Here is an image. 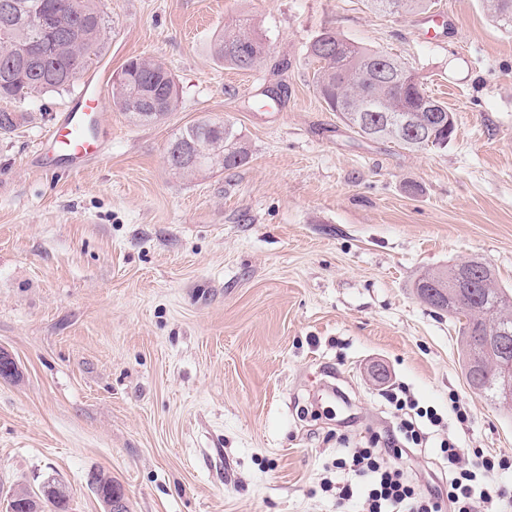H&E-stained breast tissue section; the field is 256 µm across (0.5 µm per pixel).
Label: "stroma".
Instances as JSON below:
<instances>
[{"label": "stroma", "instance_id": "35a3bbf8", "mask_svg": "<svg viewBox=\"0 0 512 512\" xmlns=\"http://www.w3.org/2000/svg\"><path fill=\"white\" fill-rule=\"evenodd\" d=\"M102 8L93 67L161 58L180 104L135 124L105 102L104 155L77 172L33 159L79 87L10 104L29 118L0 136V349L18 366L0 379V512L51 476L71 512H104L94 470L128 512H344L321 483L396 429L393 388L446 417L407 468L441 471L449 436L512 450V413L467 385L456 319L415 294L427 272L477 258L512 289V34L482 0L393 15L367 0ZM440 9L446 27L425 29ZM243 20L267 46L250 71L211 51ZM325 31L408 62L453 115L448 145L346 127L312 84L307 48ZM204 116L233 123L247 164L198 177L166 164Z\"/></svg>", "mask_w": 512, "mask_h": 512}]
</instances>
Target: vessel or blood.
I'll return each mask as SVG.
<instances>
[{
  "label": "vessel or blood",
  "mask_w": 512,
  "mask_h": 512,
  "mask_svg": "<svg viewBox=\"0 0 512 512\" xmlns=\"http://www.w3.org/2000/svg\"><path fill=\"white\" fill-rule=\"evenodd\" d=\"M104 96L103 81L85 80L77 101L43 140L40 155H52L78 167L98 157L106 126L102 112Z\"/></svg>",
  "instance_id": "1"
}]
</instances>
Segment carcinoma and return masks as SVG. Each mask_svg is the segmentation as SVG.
<instances>
[{
	"mask_svg": "<svg viewBox=\"0 0 512 512\" xmlns=\"http://www.w3.org/2000/svg\"><path fill=\"white\" fill-rule=\"evenodd\" d=\"M100 0H0V99L70 89L97 55L108 20ZM380 11H425L430 0H371ZM491 20L512 32V0H484ZM43 13L49 23L35 29L29 16ZM215 60L241 70L258 65L262 38L244 22L226 28L212 45ZM318 63L313 82L340 119L368 139H390L412 149L444 147L454 127L448 107L421 87L401 59L350 42L326 31L310 45ZM111 97L133 122L154 123L177 110L179 89L166 64L156 58L127 61L112 80ZM24 114L0 109V134L13 133ZM166 159L175 170L198 176L244 165L249 152L228 121L204 117L171 140ZM478 267L472 290L431 304L459 323L468 385L498 396L504 366L512 362V294L496 284L490 266L478 259L433 271V282Z\"/></svg>",
	"mask_w": 512,
	"mask_h": 512,
	"instance_id": "1",
	"label": "carcinoma"
}]
</instances>
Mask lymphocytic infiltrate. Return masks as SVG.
Here are the masks:
<instances>
[{
  "mask_svg": "<svg viewBox=\"0 0 512 512\" xmlns=\"http://www.w3.org/2000/svg\"><path fill=\"white\" fill-rule=\"evenodd\" d=\"M421 440L414 423L404 419L398 434L338 458L337 469L349 477L336 485L337 502L357 501L362 512H512V491L497 483L512 470L511 452L494 455L476 448L464 456L456 441L442 440L448 474L421 483L408 478L400 464L404 444Z\"/></svg>",
  "mask_w": 512,
  "mask_h": 512,
  "instance_id": "lymphocytic-infiltrate-1",
  "label": "lymphocytic infiltrate"
}]
</instances>
